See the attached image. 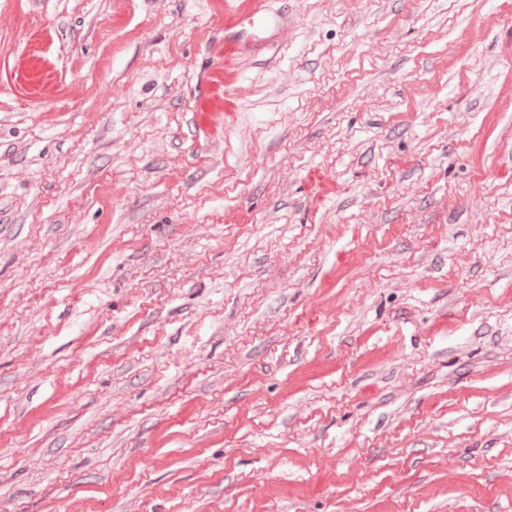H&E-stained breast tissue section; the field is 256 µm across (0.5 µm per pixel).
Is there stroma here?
<instances>
[{
    "instance_id": "1",
    "label": "stroma",
    "mask_w": 512,
    "mask_h": 512,
    "mask_svg": "<svg viewBox=\"0 0 512 512\" xmlns=\"http://www.w3.org/2000/svg\"><path fill=\"white\" fill-rule=\"evenodd\" d=\"M0 0V512H512V0ZM268 0H232L224 5V79L229 65L243 51L257 52L267 46L284 24ZM248 36L244 39V35Z\"/></svg>"
}]
</instances>
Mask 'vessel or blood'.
<instances>
[{
  "label": "vessel or blood",
  "instance_id": "b4317fda",
  "mask_svg": "<svg viewBox=\"0 0 512 512\" xmlns=\"http://www.w3.org/2000/svg\"><path fill=\"white\" fill-rule=\"evenodd\" d=\"M284 24L269 0H226L224 5V58L232 60L243 51L257 52L267 46Z\"/></svg>",
  "mask_w": 512,
  "mask_h": 512
}]
</instances>
